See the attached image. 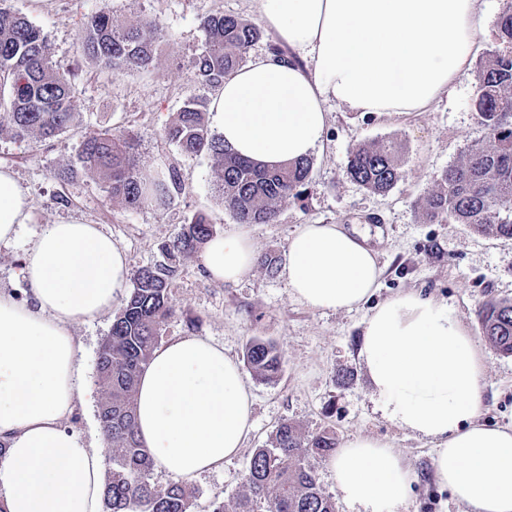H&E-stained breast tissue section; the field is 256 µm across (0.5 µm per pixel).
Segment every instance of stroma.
Wrapping results in <instances>:
<instances>
[{
  "instance_id": "stroma-1",
  "label": "stroma",
  "mask_w": 512,
  "mask_h": 512,
  "mask_svg": "<svg viewBox=\"0 0 512 512\" xmlns=\"http://www.w3.org/2000/svg\"><path fill=\"white\" fill-rule=\"evenodd\" d=\"M12 6L47 34L54 62L75 89L77 122L42 142L0 135V166L14 172L31 203L30 221L22 225L14 245L0 248L1 288L28 300L22 278L25 250L47 224L79 220L98 225L125 251L133 272L158 263L159 244L177 237L194 215H204L220 232L235 227L213 190L211 158L182 154L163 130L188 95L207 104L217 95L193 79V59L205 43L200 17L221 12L258 25V0H12ZM104 8L119 25L149 17L160 21L169 42L149 69L115 73L85 54L81 23ZM475 93L474 80L466 75L421 112L366 116L328 103V129L311 155L312 171L301 199L282 203L275 223L244 227L257 259L252 274L224 284L206 275L199 255L181 261L171 288L175 313L164 340L198 336L240 362L250 337L260 336L272 341L284 360L276 382L246 375L253 428L237 456L191 481L195 512H211L213 499L229 503L243 492L254 449L269 446L286 419L309 434L332 429L341 443L355 436L388 443L417 475L409 501L398 512H462L450 491L433 478L431 443L394 426L376 408L359 357L373 304L352 311L311 309L293 296L280 271H267L262 260L268 255L285 260L289 238L301 224H342L365 235L384 269L373 303L412 289L445 300L452 315L482 341L484 421L511 424L512 356L483 341L479 314L488 300L512 299V243L474 233L464 224H425L418 212L441 173L486 136L473 107ZM108 129L137 134L143 173L152 174L163 162L176 166L188 183L186 193L165 211L135 210L112 202L95 175L81 172L65 178L82 141ZM373 141L394 143L404 172L384 195L345 174L350 151ZM112 319L107 313L75 328L83 341L84 382L92 396L77 403L66 425L90 441L102 438L97 358Z\"/></svg>"
}]
</instances>
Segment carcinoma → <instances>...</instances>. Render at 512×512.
<instances>
[{"label":"carcinoma","mask_w":512,"mask_h":512,"mask_svg":"<svg viewBox=\"0 0 512 512\" xmlns=\"http://www.w3.org/2000/svg\"><path fill=\"white\" fill-rule=\"evenodd\" d=\"M0 0V135L18 141L52 139L75 119L72 86L51 59L43 31ZM205 45L196 56V83L218 88L240 67L260 29L243 19L207 13L200 19ZM87 54L116 72L152 66L167 34L155 18L121 27L107 10L92 15L81 30ZM501 47L489 51L474 71L473 106L488 130L485 141L468 148L442 172L419 203L427 223L466 224L478 234L512 243V0L498 23ZM165 139L190 156L214 160L213 186L239 224H272L280 205L299 199L309 179L304 158L277 168L260 167L224 145L205 122L200 101L190 96L164 128ZM138 139L130 131L110 130L87 137L78 166L94 173L109 198L128 208L162 210L186 191V179L174 167L144 175L138 166ZM346 175L367 190L385 194L402 178L395 146L359 144L350 153ZM215 234L203 215L193 216L181 234L159 245L162 261L133 276V287L112 320L97 361L102 398L98 416L112 453L106 458L103 512H193L195 492L185 484L153 481V461L137 437L135 392L162 331L175 308L171 282L181 260L198 252ZM486 339L512 355V300H491L481 312ZM245 363L261 381H274L283 367L272 342L254 337ZM336 433L305 434L291 421L276 429L268 448L254 451L245 491L226 506L216 499L211 512H336L319 484L313 460L336 451Z\"/></svg>","instance_id":"1"}]
</instances>
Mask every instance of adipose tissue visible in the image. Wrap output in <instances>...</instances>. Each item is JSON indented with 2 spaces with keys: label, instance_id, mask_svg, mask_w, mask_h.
I'll return each mask as SVG.
<instances>
[{
  "label": "adipose tissue",
  "instance_id": "adipose-tissue-1",
  "mask_svg": "<svg viewBox=\"0 0 512 512\" xmlns=\"http://www.w3.org/2000/svg\"><path fill=\"white\" fill-rule=\"evenodd\" d=\"M267 29L293 51L270 54L225 78L212 110L224 142L275 165L308 157L328 126L327 102L365 115L419 112L472 63L484 33L478 0H258ZM28 196L0 168V246L28 223ZM255 253L241 230L209 240L201 264L242 281ZM383 268L360 233L303 224L283 274L293 295L321 311L373 303ZM30 300L0 290V503L6 512H103L105 456L65 426L81 384L76 325L124 296V250L97 225L48 224L30 241ZM374 308L359 356L379 410L429 440L434 479L465 512H512V425L482 422L479 341L445 301L410 290ZM138 436L156 467L191 480L238 454L251 430V396L238 363L197 336L159 345L136 395ZM356 512H396L416 475L386 443L347 440L330 460Z\"/></svg>",
  "mask_w": 512,
  "mask_h": 512
}]
</instances>
